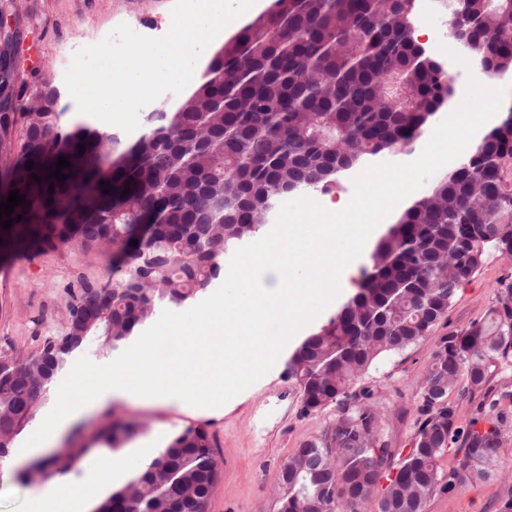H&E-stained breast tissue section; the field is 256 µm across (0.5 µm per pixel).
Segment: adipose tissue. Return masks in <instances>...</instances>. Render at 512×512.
<instances>
[{
  "label": "adipose tissue",
  "mask_w": 512,
  "mask_h": 512,
  "mask_svg": "<svg viewBox=\"0 0 512 512\" xmlns=\"http://www.w3.org/2000/svg\"><path fill=\"white\" fill-rule=\"evenodd\" d=\"M155 452V446L149 445L128 448L119 456L95 457L78 491L66 477L51 476L42 492L31 499L29 512H93L114 489L141 471Z\"/></svg>",
  "instance_id": "1"
}]
</instances>
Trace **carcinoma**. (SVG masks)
I'll return each instance as SVG.
<instances>
[{
	"mask_svg": "<svg viewBox=\"0 0 512 512\" xmlns=\"http://www.w3.org/2000/svg\"><path fill=\"white\" fill-rule=\"evenodd\" d=\"M463 28L493 75L512 73V0H459ZM415 0H271L209 54L202 83L149 113L126 138L86 117L61 123L57 89L14 73L0 112V182L25 195L0 238L10 259L112 250V287L82 281L63 333L0 362V438L14 447L70 358L119 351L159 303L182 304L224 271V256L268 225L290 194L336 190L346 171L409 148L454 93L414 39ZM85 152H79V147ZM64 156V180L49 167ZM512 106L452 171L418 198L371 252L358 292L290 353L285 373L306 414L338 412L323 438L278 475V512H427L438 490L486 480L512 429V282L486 318L443 337L420 389L407 455L391 448L360 385L379 361L428 337L490 249L512 254ZM33 163L26 169L27 163ZM38 175L35 181L32 175ZM105 185H100V182ZM54 190H49V185ZM110 190H105V187ZM7 216L0 219L7 220ZM482 395L462 424L450 397ZM144 431L113 422L95 441L117 451ZM454 451L455 462L441 468ZM219 474L202 426L176 433L99 512H206ZM387 478L380 487L381 478Z\"/></svg>",
	"mask_w": 512,
	"mask_h": 512,
	"instance_id": "carcinoma-1",
	"label": "carcinoma"
}]
</instances>
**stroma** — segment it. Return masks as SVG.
Here are the masks:
<instances>
[{"instance_id": "stroma-1", "label": "stroma", "mask_w": 512, "mask_h": 512, "mask_svg": "<svg viewBox=\"0 0 512 512\" xmlns=\"http://www.w3.org/2000/svg\"><path fill=\"white\" fill-rule=\"evenodd\" d=\"M174 0H19L15 19L23 33L22 46L37 44L41 62L23 67L31 85L50 81L59 91L57 108L62 123L75 118L74 101L65 74L74 53L99 43L120 24L135 32L160 37L171 26ZM418 41L447 73L457 66L438 46L448 40V11L441 0H418ZM512 277V258L488 250L480 270L457 291L454 303L427 338L406 351L385 358L362 383L375 392L382 434L393 448L410 447L418 417L419 385L440 339L448 332L483 321L502 282ZM112 278V263L103 255L68 250L21 258L0 269V353L25 355L47 337L61 332L68 319L70 288L80 280L105 282ZM142 424L138 443L158 435H172L189 426H202L215 436L220 456L216 487L207 512H277L278 474L295 448L321 439L336 421L335 410L304 414L294 381L277 364L254 384L224 405L218 414L201 415L178 407L147 406L129 400L113 402L85 416L68 433L72 447H89L68 472L83 479L89 456L105 453L94 438L102 424L112 421ZM38 477L29 484L14 481L0 470V512H27L29 500L46 484ZM512 497V438L500 451L491 476L455 493H436L427 512H496L498 502Z\"/></svg>"}]
</instances>
